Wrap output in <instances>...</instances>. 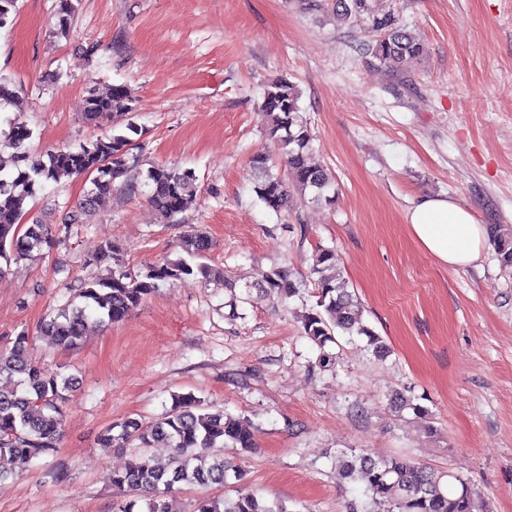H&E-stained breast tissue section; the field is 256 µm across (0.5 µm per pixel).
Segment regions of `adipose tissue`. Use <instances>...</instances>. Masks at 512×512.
<instances>
[{
    "instance_id": "1",
    "label": "adipose tissue",
    "mask_w": 512,
    "mask_h": 512,
    "mask_svg": "<svg viewBox=\"0 0 512 512\" xmlns=\"http://www.w3.org/2000/svg\"><path fill=\"white\" fill-rule=\"evenodd\" d=\"M416 242L441 264L452 269L472 266L488 236L471 211L450 198L425 197L407 212Z\"/></svg>"
}]
</instances>
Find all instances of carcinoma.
Segmentation results:
<instances>
[{
	"instance_id": "obj_1",
	"label": "carcinoma",
	"mask_w": 512,
	"mask_h": 512,
	"mask_svg": "<svg viewBox=\"0 0 512 512\" xmlns=\"http://www.w3.org/2000/svg\"><path fill=\"white\" fill-rule=\"evenodd\" d=\"M386 0H330L314 3L313 9H329L336 19L362 26L363 51L369 63L388 72H398L410 60L423 56L424 45L385 7ZM18 87L0 76V108L11 104ZM300 94L293 83L279 79L264 91L261 103L267 132L284 159L286 171L272 172L271 158L256 152L250 159L254 192L270 210L280 213L301 197L311 203L331 205L335 201L333 176L310 162L313 135L299 106ZM133 111L132 100L123 85L108 93H92L83 112L89 123L113 114ZM138 127L129 122L126 131L82 143L67 150L49 151L37 163H29V143L33 130L11 122L7 136L16 149L14 168L0 170V259L5 263L32 260L50 245L46 225L35 221L20 224L26 199L62 173L91 177L84 205L99 209L112 197L116 181H127L136 164L130 163L133 138ZM147 200L166 221L181 214L196 197L197 178L193 171L180 167L152 165L143 175ZM493 241L500 263L512 268V233L495 231ZM212 247L204 233L191 230L180 240L179 256L146 267L137 273L123 268L120 248L110 240L101 243L94 261H113L115 268L106 277L83 284L56 314L40 326L64 348L77 347L92 321L107 325L124 320L129 313L154 294L160 284L189 276L204 279L219 272L198 262ZM336 255L319 251L311 274L317 300L302 320L304 336L319 349L317 364L331 370L337 356L325 350L340 330L350 336L363 335L375 354H388L386 344L363 323V307L350 290L348 281L336 272ZM262 288L277 299L291 297L296 282L288 269L272 268ZM73 378L58 369H49L33 357L32 341L24 331L16 334L12 346L0 350V482L12 475L17 461H30L58 451L65 418L66 393ZM398 411L411 409L425 413L423 407L401 392L390 397ZM101 445L115 448H140L142 453L124 469L112 472V490L121 497L117 512H174L173 492L183 486L224 485L229 478L241 480L244 473L224 462V449L248 450L254 447L247 424L222 410H209L191 393L172 396L171 408L150 423L129 418L106 429ZM162 445L171 449L162 464L143 453L145 448ZM337 476L345 481L361 480L364 494L375 507L389 505L388 512H474L475 491L469 483L451 472L435 471L408 457L374 459L368 455H343L336 462ZM194 512H288L278 501L267 502L254 493L242 494L224 503L215 498L199 500Z\"/></svg>"
}]
</instances>
